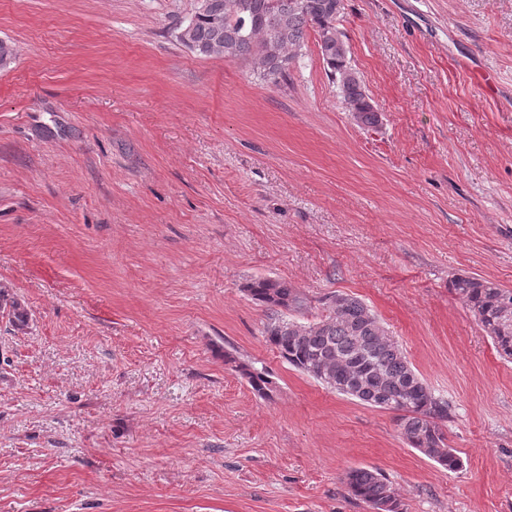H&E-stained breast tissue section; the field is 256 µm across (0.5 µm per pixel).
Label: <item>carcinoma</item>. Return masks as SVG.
Returning a JSON list of instances; mask_svg holds the SVG:
<instances>
[{
	"instance_id": "1",
	"label": "carcinoma",
	"mask_w": 512,
	"mask_h": 512,
	"mask_svg": "<svg viewBox=\"0 0 512 512\" xmlns=\"http://www.w3.org/2000/svg\"><path fill=\"white\" fill-rule=\"evenodd\" d=\"M343 10L344 0H207L204 11H194L179 27L178 40L204 57L247 62L276 84L288 78L296 51L312 31L326 76L336 85L343 105L359 126L372 128L380 116L348 58L338 27ZM449 288L497 351L512 359V324H506L512 321V289L473 276H458ZM245 291L265 309L264 335L290 366L336 392L342 384L351 388L348 397L364 405L377 408L385 402L387 410L401 409L399 428L410 447L450 471L462 467L441 428L448 419V401L435 396L400 344L386 339L383 323L365 303L336 293L323 302L321 319L301 323L289 314L306 310L308 303L290 283L259 278L248 282ZM0 314L15 325L27 321L20 303L2 290ZM242 376L258 394L270 391L265 372L244 367ZM343 482L368 507L390 502L388 512H403L398 494L377 470L351 468Z\"/></svg>"
}]
</instances>
